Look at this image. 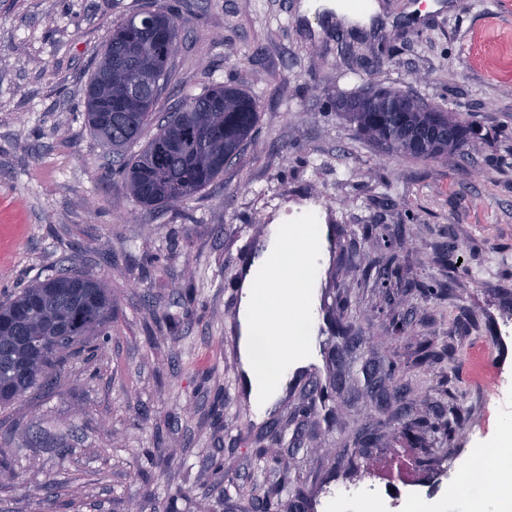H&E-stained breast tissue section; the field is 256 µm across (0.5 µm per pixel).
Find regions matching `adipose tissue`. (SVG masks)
Segmentation results:
<instances>
[{"label":"adipose tissue","mask_w":512,"mask_h":512,"mask_svg":"<svg viewBox=\"0 0 512 512\" xmlns=\"http://www.w3.org/2000/svg\"><path fill=\"white\" fill-rule=\"evenodd\" d=\"M263 242L262 258L248 261L237 281L238 352L259 417L282 396L289 372L311 358L309 340L297 328L316 320L318 273L329 255L316 225L292 224L284 215L267 226ZM285 245L292 259L284 267L277 256Z\"/></svg>","instance_id":"1"}]
</instances>
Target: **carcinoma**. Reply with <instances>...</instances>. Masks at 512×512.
Masks as SVG:
<instances>
[{
    "label": "carcinoma",
    "instance_id": "obj_1",
    "mask_svg": "<svg viewBox=\"0 0 512 512\" xmlns=\"http://www.w3.org/2000/svg\"><path fill=\"white\" fill-rule=\"evenodd\" d=\"M139 15L112 28L102 58L86 87L85 123L105 144L116 149L134 143L153 120L159 88L141 97L126 89L124 66L167 81V63L177 40L175 16L160 11L154 27L139 29ZM358 104L344 113L356 135L395 156L443 160L461 154L474 138L473 128L454 112L426 105L415 109L397 90L371 84L354 94ZM259 119L258 101L243 89L216 83L199 95L185 97L157 125L146 147L123 161L122 170L136 200L144 206L175 205L189 200L240 154ZM112 322V293L87 275H61L36 282L0 303V406L41 388L49 372L69 356L105 334ZM457 381L450 375L448 421L441 429L453 434L461 424ZM259 449L260 469L277 461L271 449L284 442V432L266 434ZM277 502L265 509L291 512L297 496L283 485Z\"/></svg>",
    "mask_w": 512,
    "mask_h": 512
}]
</instances>
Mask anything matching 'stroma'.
Instances as JSON below:
<instances>
[{
    "label": "stroma",
    "instance_id": "stroma-1",
    "mask_svg": "<svg viewBox=\"0 0 512 512\" xmlns=\"http://www.w3.org/2000/svg\"><path fill=\"white\" fill-rule=\"evenodd\" d=\"M371 28L313 32L305 0H0V300L61 272L89 273L112 293L95 347L47 387L0 407V512H262L287 483L308 512L348 489L344 512H373L374 493H434L433 512H463L441 484L446 456L470 460L512 416V0H376ZM178 40L154 125L215 82L259 102L251 140L193 199L148 208L112 172V151L84 125V93L112 26L159 5ZM377 82L471 122L465 155L445 162L383 155L336 110ZM315 204L331 231L321 289H338L315 360L257 423L241 393L230 325L246 242L282 205ZM366 224L377 225L372 236ZM453 241V269L438 247ZM396 255L404 279L442 284L426 298L365 281L363 261ZM452 348L467 419L447 439L406 434L378 409L447 419L436 392L380 388L388 363L411 365L421 341ZM487 349L504 384L493 401L468 352ZM333 399L303 417L318 390ZM285 442L257 475L266 428ZM430 459L412 460L421 452ZM223 471H215V463ZM233 490H225V480Z\"/></svg>",
    "mask_w": 512,
    "mask_h": 512
}]
</instances>
